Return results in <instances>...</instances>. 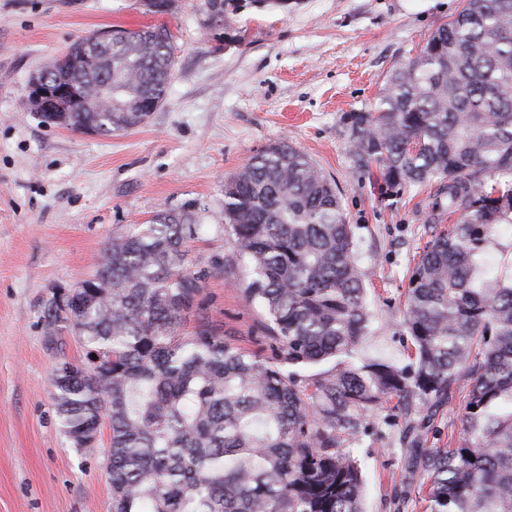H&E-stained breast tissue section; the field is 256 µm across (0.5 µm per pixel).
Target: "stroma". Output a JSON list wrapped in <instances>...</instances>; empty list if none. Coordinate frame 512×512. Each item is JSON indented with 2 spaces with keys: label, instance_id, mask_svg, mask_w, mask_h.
Listing matches in <instances>:
<instances>
[{
  "label": "stroma",
  "instance_id": "stroma-1",
  "mask_svg": "<svg viewBox=\"0 0 512 512\" xmlns=\"http://www.w3.org/2000/svg\"><path fill=\"white\" fill-rule=\"evenodd\" d=\"M463 0H288L287 7H244L207 30L203 0H171L152 13L146 0H0V512H111L101 426L99 450L85 454L65 436L51 399L62 359L84 357L73 337L45 347L41 310L54 288L92 274L113 234L160 209L190 211L203 232L189 246L207 271L203 312L235 344L273 356L259 308L246 303L248 279L232 262L224 231V181L256 152L288 141L334 181L364 275L372 332L364 357L408 364L402 296L415 258L439 228L418 208L423 187L378 201L351 168L345 117L376 102L387 74L414 56ZM166 26L176 65L162 105L142 126L109 136L49 126L25 103L33 76L79 38L115 28ZM242 42L225 45L224 35ZM224 259L223 270L211 267ZM479 281H512V227L482 255ZM462 406L426 424L427 446L463 435ZM405 419L386 404L339 445L365 477L364 512H429L399 493Z\"/></svg>",
  "mask_w": 512,
  "mask_h": 512
}]
</instances>
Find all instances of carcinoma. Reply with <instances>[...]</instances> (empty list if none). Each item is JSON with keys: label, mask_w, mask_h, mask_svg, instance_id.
I'll return each mask as SVG.
<instances>
[{"label": "carcinoma", "mask_w": 512, "mask_h": 512, "mask_svg": "<svg viewBox=\"0 0 512 512\" xmlns=\"http://www.w3.org/2000/svg\"><path fill=\"white\" fill-rule=\"evenodd\" d=\"M240 0H204L222 22ZM60 73L84 110L55 124L101 135L137 127L166 96L175 65L164 26L80 38ZM352 168L389 200L439 184L427 224L455 222L424 247L405 296L415 350L408 367L358 361L371 314L354 225L336 185L304 152L267 146L224 182V228L250 281L245 294L277 343L259 356L208 320L180 330L206 272L187 262L202 225L162 209L117 233L96 273L68 288L74 308L42 309L44 342L63 332L85 352L56 366L60 425L80 434L108 421L112 512H363L357 460L339 432L386 401L429 418L466 392L468 438L405 449V495L426 483L430 512H512V284L475 285L477 257L512 225V0H464L419 53L386 77L371 112L346 116ZM336 362L302 379L299 364Z\"/></svg>", "instance_id": "1"}]
</instances>
